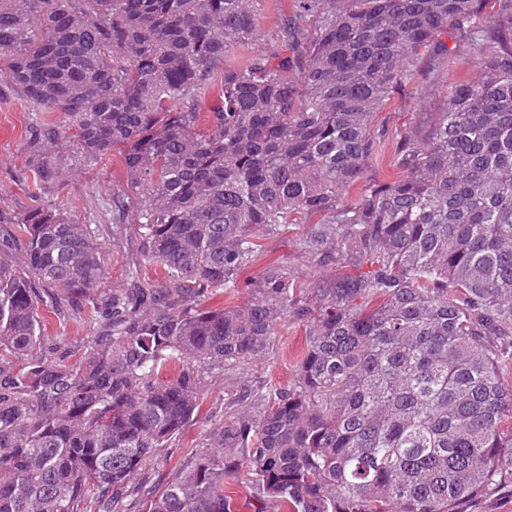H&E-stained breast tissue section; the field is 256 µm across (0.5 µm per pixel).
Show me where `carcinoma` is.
Here are the masks:
<instances>
[{"label": "carcinoma", "mask_w": 512, "mask_h": 512, "mask_svg": "<svg viewBox=\"0 0 512 512\" xmlns=\"http://www.w3.org/2000/svg\"><path fill=\"white\" fill-rule=\"evenodd\" d=\"M248 2L0 0V63L33 108L64 115L36 142L73 127L87 156L122 146L145 190L143 253L165 271L101 293L97 227L22 217L28 273L0 265V512H81L90 497L114 512L131 490L124 512H236L241 476L256 512H462L512 479V21L478 80L448 84L427 138L401 135L403 175L347 202L377 148L373 112L422 48L443 67L439 37L475 34L484 0H355L305 52L228 67L255 27ZM217 81L203 129L195 101ZM315 215L306 247L369 270L320 294L294 384L253 396L159 495L141 490L208 378L262 353L300 304L282 269L241 305L202 297L236 287L256 229ZM35 282L96 314L73 365L32 357Z\"/></svg>", "instance_id": "1"}]
</instances>
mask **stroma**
<instances>
[{
	"label": "stroma",
	"instance_id": "35a3bbf8",
	"mask_svg": "<svg viewBox=\"0 0 512 512\" xmlns=\"http://www.w3.org/2000/svg\"><path fill=\"white\" fill-rule=\"evenodd\" d=\"M250 6L257 19L255 31L228 52L227 65L294 55L308 47L319 31L320 15L298 18L296 0H250ZM502 8V0H487L473 37L443 35L448 58L440 70L430 69L429 51L421 52L402 86L392 90L373 115L369 131L383 150L350 185L347 200L360 198L369 185L400 175L395 155L400 134L414 130L426 135L448 104L449 83L479 79L482 42L500 20ZM61 120L60 113L35 111L13 83L9 70L0 68V262L25 272V239L18 221L28 210L43 206L65 213L76 223L98 225L108 271L105 289L125 285L133 269L142 280H161V264L143 255L136 231L140 193L131 184L120 148L91 158L81 152L76 138L67 134L45 150L36 149L40 128ZM45 163L56 170L53 180L39 176ZM311 231V225L291 224L274 234L258 233L257 251L240 271L235 292L214 290L203 299V306L221 309L243 304L254 283L272 268L287 270L294 287L306 298L358 276V268L339 255L323 258L309 252L304 242ZM39 313L45 321L39 354L76 361L88 336L94 335L96 323L46 302L40 303ZM309 318L304 310L290 313L263 354L225 367L223 376L202 389L193 420L170 447L159 449L141 470L139 478L148 489L162 491L180 466L205 451L210 430L237 412L243 395L271 384L295 382Z\"/></svg>",
	"mask_w": 512,
	"mask_h": 512
}]
</instances>
